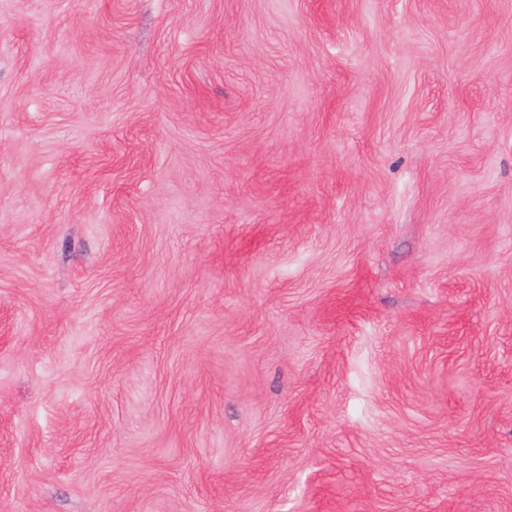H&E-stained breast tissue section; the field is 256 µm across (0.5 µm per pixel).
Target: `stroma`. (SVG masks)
Here are the masks:
<instances>
[{
    "mask_svg": "<svg viewBox=\"0 0 512 512\" xmlns=\"http://www.w3.org/2000/svg\"><path fill=\"white\" fill-rule=\"evenodd\" d=\"M0 512H512V0H0Z\"/></svg>",
    "mask_w": 512,
    "mask_h": 512,
    "instance_id": "1",
    "label": "stroma"
}]
</instances>
